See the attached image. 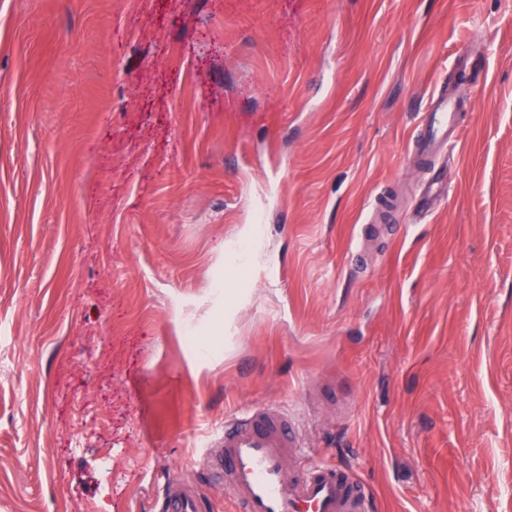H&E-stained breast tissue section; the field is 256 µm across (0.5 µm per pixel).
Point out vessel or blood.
Returning <instances> with one entry per match:
<instances>
[{
  "instance_id": "obj_1",
  "label": "vessel or blood",
  "mask_w": 512,
  "mask_h": 512,
  "mask_svg": "<svg viewBox=\"0 0 512 512\" xmlns=\"http://www.w3.org/2000/svg\"><path fill=\"white\" fill-rule=\"evenodd\" d=\"M457 101L445 85L430 93L423 114L425 136L415 142L419 154L438 153L461 139L455 120ZM223 452L206 465L222 474L235 512H367L368 502L349 470L305 466L302 436L275 405H263L225 419ZM159 512H205L204 501L179 480L167 483Z\"/></svg>"
}]
</instances>
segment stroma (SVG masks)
Instances as JSON below:
<instances>
[{
    "label": "stroma",
    "mask_w": 512,
    "mask_h": 512,
    "mask_svg": "<svg viewBox=\"0 0 512 512\" xmlns=\"http://www.w3.org/2000/svg\"><path fill=\"white\" fill-rule=\"evenodd\" d=\"M263 404L369 512H512V0H0V512H234ZM457 101L454 93L442 83L429 94L427 112H423L424 139L414 143L419 154L439 153L452 149L461 139L460 127L455 120ZM160 512H204V501L183 482L173 479L167 483L157 503Z\"/></svg>",
    "instance_id": "stroma-1"
}]
</instances>
